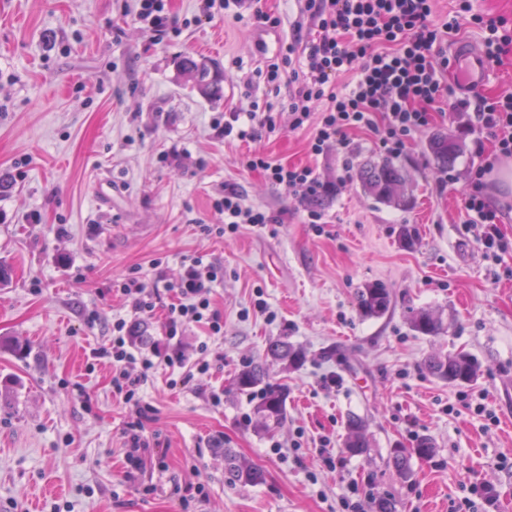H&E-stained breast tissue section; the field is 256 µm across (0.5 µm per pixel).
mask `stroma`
Here are the masks:
<instances>
[{"mask_svg":"<svg viewBox=\"0 0 512 512\" xmlns=\"http://www.w3.org/2000/svg\"><path fill=\"white\" fill-rule=\"evenodd\" d=\"M282 40L314 31L301 0H257ZM134 0H0V512H346L345 501L390 499L396 512H468L473 489L491 485L497 512H512V250L486 258L463 222L462 194L482 159L478 133L445 97L396 159L414 202L400 209L364 194L357 164L385 151L366 130L321 155L309 131L287 120L256 141L224 137L214 119L288 98V85L258 78L256 20L208 13L204 0H169L168 32L139 23ZM212 63L224 91L210 99L180 72L184 56ZM437 132L461 152L441 171L428 150ZM261 151L310 166L335 189L321 228L304 200L266 184L243 164ZM281 216L259 232L203 237L219 224L224 191ZM39 223H31V215ZM408 226L412 245L400 237ZM223 269L211 293L224 333L188 328L195 355L207 342L208 373L188 386L157 362L141 387L143 467L131 471L128 405L112 392V366L93 352L125 319L144 346L165 339L161 295L149 317L117 290L132 272L153 282L152 260L176 281L190 258ZM381 283L389 311L363 315L361 288ZM263 297L277 315L250 312ZM428 308L450 328L413 331L410 310ZM287 338L304 352L272 380L287 390L286 417L266 433L249 396L234 390L244 366ZM465 350L479 372L451 385L425 358ZM484 403L496 415L475 411ZM364 419L367 453L345 446L350 416ZM428 438L435 454L400 477L392 448ZM261 468L254 486L224 479V451ZM337 468L328 470L324 458ZM203 493H196V486Z\"/></svg>","mask_w":512,"mask_h":512,"instance_id":"obj_1","label":"stroma"}]
</instances>
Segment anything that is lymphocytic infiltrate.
<instances>
[{"label":"lymphocytic infiltrate","mask_w":512,"mask_h":512,"mask_svg":"<svg viewBox=\"0 0 512 512\" xmlns=\"http://www.w3.org/2000/svg\"><path fill=\"white\" fill-rule=\"evenodd\" d=\"M304 10L315 22L318 38L302 37L283 46L278 58L267 64L263 75L267 83L287 79L288 126L293 130L311 129L308 142L312 154L327 147L349 145L348 133L365 129L374 133L389 153H399L404 139L428 123V106L443 100L447 92L445 74L448 53L443 45L449 34L468 25L480 30L484 52L493 61L512 45V25L506 19L488 18L475 13L472 0H456L455 14L448 22L434 20V0H305ZM344 86H337V79ZM321 107L320 117H313L314 107ZM469 126L490 136L495 157H512V95L495 101L478 98L476 104L460 102ZM277 114L273 104L251 111L247 117L231 112L224 117L225 134L238 139H256L262 131H273ZM474 151L485 158L473 169L463 193L465 222L486 256L496 257L505 247L498 224L504 213L487 193L486 176L495 166V158L484 155L483 141H475ZM249 170L260 172L267 183L287 188L307 197L319 180L312 168L277 162L261 152L245 159ZM220 224H203V236L237 232L241 225L256 230L276 223V216L245 205L239 194L225 192L216 200ZM221 267L197 256L191 259L180 278L172 283L177 300L168 307L164 347L143 351L126 328L125 321L112 323L109 343L95 355L112 364V391L127 405L141 403L140 387L154 368L156 359L172 368H180L181 385H189L195 372L208 371L207 345H200V356L188 361L180 337L196 324L207 325L211 335L224 332V321L211 306V289L221 274Z\"/></svg>","instance_id":"obj_1"}]
</instances>
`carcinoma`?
Wrapping results in <instances>:
<instances>
[{"label":"carcinoma","instance_id":"carcinoma-1","mask_svg":"<svg viewBox=\"0 0 512 512\" xmlns=\"http://www.w3.org/2000/svg\"><path fill=\"white\" fill-rule=\"evenodd\" d=\"M181 67L193 76L202 93L214 96L223 94V89L208 64L185 57ZM428 151L437 166L445 169L455 163L460 154V144L446 133H435L428 141ZM355 177L364 193L380 203L399 208H408L412 204L413 196L409 189L407 172L391 157L368 159L358 164ZM357 303L364 315L382 316L390 307V293L382 285L374 284L359 291ZM409 322L416 332L434 339L448 332V327L442 320L425 309L411 310ZM301 361L302 352L298 347L286 340H279L268 345L264 361L241 370L236 376V387L240 391L263 386L256 414L265 430L272 431L277 428L283 422L286 411L284 388L269 383L271 366H292ZM425 368L434 377L450 384L469 383L476 378L478 372L471 355L462 351L452 355H433L426 360ZM346 448L353 455H361L368 448L364 422L356 416L350 417L348 422ZM433 452L432 445L421 439L413 448L392 449L391 463L398 474L406 479L412 474L411 459L416 457L427 460L433 456ZM224 473L229 481L242 485H258L265 479L262 469L241 462L229 448L224 449Z\"/></svg>","mask_w":512,"mask_h":512}]
</instances>
